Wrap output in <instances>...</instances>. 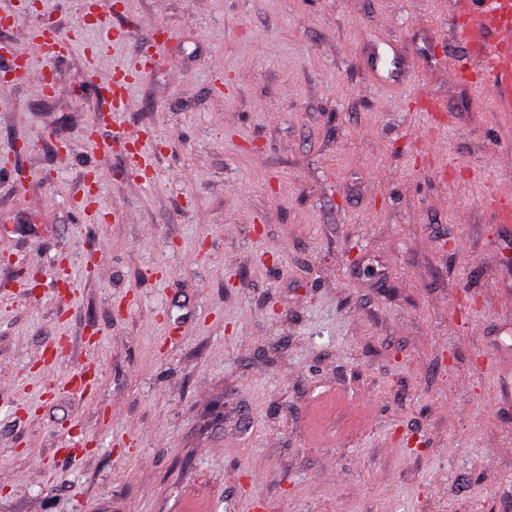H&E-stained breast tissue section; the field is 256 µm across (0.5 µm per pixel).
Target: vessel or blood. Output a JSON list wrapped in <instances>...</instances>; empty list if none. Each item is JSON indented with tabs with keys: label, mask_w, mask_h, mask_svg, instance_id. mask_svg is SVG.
Wrapping results in <instances>:
<instances>
[{
	"label": "vessel or blood",
	"mask_w": 512,
	"mask_h": 512,
	"mask_svg": "<svg viewBox=\"0 0 512 512\" xmlns=\"http://www.w3.org/2000/svg\"><path fill=\"white\" fill-rule=\"evenodd\" d=\"M452 13L457 41L476 52L473 61L458 63L457 73L476 66L483 84L495 88L499 109L512 112V0H453ZM71 46V39L44 23L34 29L25 48L0 54V69L17 72L21 59L34 55L51 59L68 52ZM134 77V72L126 71L99 83V95L110 111H121Z\"/></svg>",
	"instance_id": "b4317fda"
}]
</instances>
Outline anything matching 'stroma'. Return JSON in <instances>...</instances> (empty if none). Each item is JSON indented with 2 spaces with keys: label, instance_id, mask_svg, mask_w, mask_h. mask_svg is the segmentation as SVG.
Masks as SVG:
<instances>
[{
  "label": "stroma",
  "instance_id": "stroma-1",
  "mask_svg": "<svg viewBox=\"0 0 512 512\" xmlns=\"http://www.w3.org/2000/svg\"><path fill=\"white\" fill-rule=\"evenodd\" d=\"M451 3L103 0L124 111L92 26L0 80V512H512V112ZM90 4H91V2H86L87 7H86V12L83 15V20L78 25V27L73 30V32L74 33L79 32L88 26H96L97 28L106 29L105 39L98 41V42H94V43L86 46V48H85V56H86V60H87V70L91 74L97 76V74H98L97 60H98V55H99L98 47H106L107 42L119 39L121 37V33L118 30H115V29H112L111 27H109L108 24L106 23L105 19L100 16H96V19L93 23L86 22L85 16L90 14V9H89ZM136 73L124 71L119 76H112L98 83L100 97L109 104V112H121L130 83Z\"/></svg>",
  "mask_w": 512,
  "mask_h": 512
}]
</instances>
